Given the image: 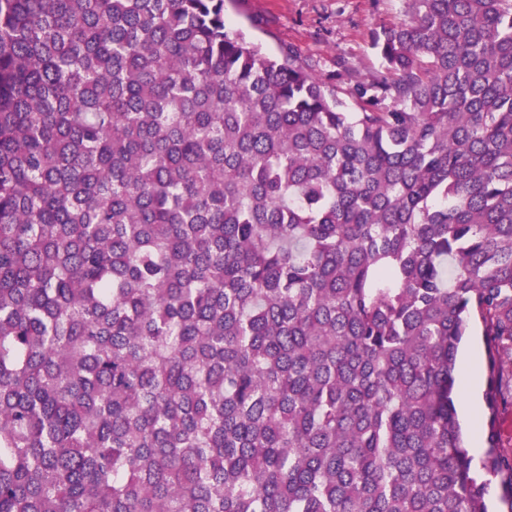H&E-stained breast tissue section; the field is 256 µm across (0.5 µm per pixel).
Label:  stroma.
<instances>
[{"label":"stroma","instance_id":"1","mask_svg":"<svg viewBox=\"0 0 512 512\" xmlns=\"http://www.w3.org/2000/svg\"><path fill=\"white\" fill-rule=\"evenodd\" d=\"M232 30L243 31L271 55L293 49L319 76L336 57L367 75L378 66L371 41L381 26L403 16L402 0H225Z\"/></svg>","mask_w":512,"mask_h":512}]
</instances>
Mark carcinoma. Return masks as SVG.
Here are the masks:
<instances>
[{
  "label": "carcinoma",
  "instance_id": "carcinoma-1",
  "mask_svg": "<svg viewBox=\"0 0 512 512\" xmlns=\"http://www.w3.org/2000/svg\"><path fill=\"white\" fill-rule=\"evenodd\" d=\"M361 75L224 0H0V512H487L512 376V0ZM476 347L480 354V377H479V359L477 354L468 347ZM466 349L462 355L463 360V376H462V389L465 397L466 404L462 409L463 416L477 428V398L479 392V411L481 417L485 409V392H486V350L482 336V326L476 323L471 331L470 336H466L463 340L458 357H457V374H459L460 359L462 351ZM461 400H462V393H461V390H460V395H459V398H458V402H457V411H458V415H459V419H460V422L462 424V427H463V430H464V436L466 438V446L468 447L469 449V454L472 458V470L474 471V473L476 475H478L479 477H481L482 479L486 478L485 477V471L483 470V461H484V458H485V453H486V431L481 429L479 431V438H480V441H481V450L479 452V456H478V460L476 462V458H475V455L474 453L472 452V443H471V434H470V431L468 429V427L466 426V424L464 423L462 417H461V413H460V407H461Z\"/></svg>",
  "mask_w": 512,
  "mask_h": 512
}]
</instances>
